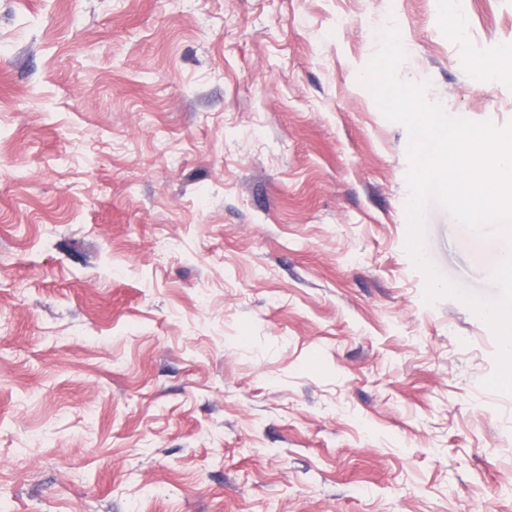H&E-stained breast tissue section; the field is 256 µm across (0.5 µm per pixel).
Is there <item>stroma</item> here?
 Instances as JSON below:
<instances>
[{
    "label": "stroma",
    "instance_id": "35a3bbf8",
    "mask_svg": "<svg viewBox=\"0 0 512 512\" xmlns=\"http://www.w3.org/2000/svg\"><path fill=\"white\" fill-rule=\"evenodd\" d=\"M0 0V512H512V394L406 250L360 75L512 123V0ZM489 302L505 243L430 204ZM501 56L508 57L509 61L511 62L512 46L508 45L504 47L501 52ZM508 62H505L501 57H499L495 61L478 59L474 62V68L477 73V76L481 80L495 81L502 78V76L505 73V64Z\"/></svg>",
    "mask_w": 512,
    "mask_h": 512
}]
</instances>
